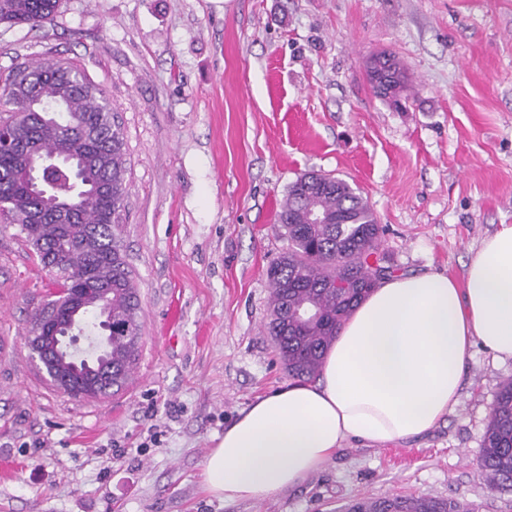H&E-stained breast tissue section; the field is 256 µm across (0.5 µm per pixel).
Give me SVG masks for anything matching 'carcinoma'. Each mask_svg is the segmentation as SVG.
I'll return each instance as SVG.
<instances>
[{"label":"carcinoma","mask_w":512,"mask_h":512,"mask_svg":"<svg viewBox=\"0 0 512 512\" xmlns=\"http://www.w3.org/2000/svg\"><path fill=\"white\" fill-rule=\"evenodd\" d=\"M60 0H0V24L41 27L53 21ZM389 81L374 89L381 98L399 101L406 88L400 61L389 56ZM21 67L36 76L32 85L13 84L0 93V112L10 113L6 123L17 139L37 142L45 157L86 153L83 180H76L63 165L41 171L46 191L68 200L74 213L70 224L45 221L30 232L29 214L41 199L32 194L21 177L23 159L12 148L0 147V214L20 226L43 268L68 288L82 280L94 291L104 290L103 308L112 313V346L99 361L98 370L112 368V381L90 397L121 390L128 382L138 356L141 297L122 251L117 218L127 196V158L123 133L102 91L84 72L63 65L48 69V62H26ZM33 99L54 102L63 110L55 121L38 112L18 111ZM112 183V193H95L94 185ZM328 217L326 224L308 223V213ZM288 247L267 269L270 288V321L267 333L275 342L288 376L295 381L314 379L339 328L354 308L394 270L380 256L383 227L363 196L346 180L315 172L299 176L288 186L282 206ZM343 287H336V283ZM313 317L300 320L299 311ZM480 474L492 489L512 488V379L496 395L484 438ZM343 512H470L455 498L382 496L357 498Z\"/></svg>","instance_id":"obj_1"}]
</instances>
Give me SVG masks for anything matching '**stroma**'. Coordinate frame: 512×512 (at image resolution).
<instances>
[{
  "label": "stroma",
  "mask_w": 512,
  "mask_h": 512,
  "mask_svg": "<svg viewBox=\"0 0 512 512\" xmlns=\"http://www.w3.org/2000/svg\"><path fill=\"white\" fill-rule=\"evenodd\" d=\"M382 52L407 74L397 105L367 80ZM45 59L83 71L121 126L142 342L118 393L58 391L24 343L56 285L0 217V512H341L392 494L512 512V490L479 473L512 360L479 344L428 434L347 442L273 498L224 502L201 484L215 436L289 381L266 270L297 176L358 187L400 274L464 284L481 241L512 225V0H62L45 28L0 25V79Z\"/></svg>",
  "instance_id": "35a3bbf8"
}]
</instances>
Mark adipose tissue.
Returning <instances> with one entry per match:
<instances>
[{"label": "adipose tissue", "instance_id": "1", "mask_svg": "<svg viewBox=\"0 0 512 512\" xmlns=\"http://www.w3.org/2000/svg\"><path fill=\"white\" fill-rule=\"evenodd\" d=\"M512 359V226L485 238L464 285L440 273L382 280L341 326L319 379L256 398L203 462L224 501L280 495L346 442L422 437L459 403L474 342Z\"/></svg>", "mask_w": 512, "mask_h": 512}]
</instances>
